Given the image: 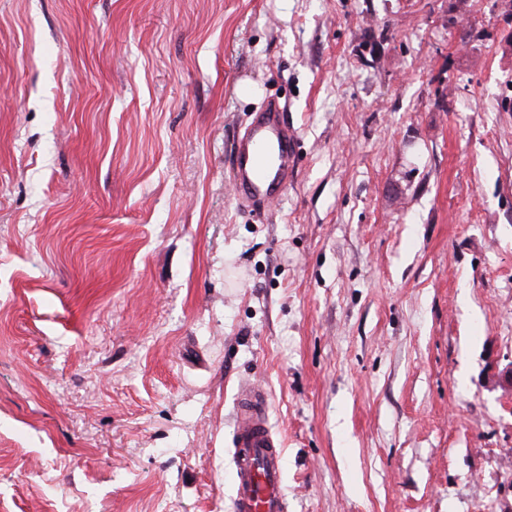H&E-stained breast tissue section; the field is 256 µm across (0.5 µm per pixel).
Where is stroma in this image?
Returning <instances> with one entry per match:
<instances>
[{"label":"stroma","instance_id":"35a3bbf8","mask_svg":"<svg viewBox=\"0 0 512 512\" xmlns=\"http://www.w3.org/2000/svg\"><path fill=\"white\" fill-rule=\"evenodd\" d=\"M246 384L288 512H512V0H0V512H232ZM278 112L269 104L236 141L232 181L240 203L271 200L288 186L296 136Z\"/></svg>","mask_w":512,"mask_h":512}]
</instances>
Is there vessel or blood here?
<instances>
[{
    "instance_id": "obj_1",
    "label": "vessel or blood",
    "mask_w": 512,
    "mask_h": 512,
    "mask_svg": "<svg viewBox=\"0 0 512 512\" xmlns=\"http://www.w3.org/2000/svg\"><path fill=\"white\" fill-rule=\"evenodd\" d=\"M294 141L277 105H268L236 141L232 181L239 202L268 201L287 187ZM233 446V512H287L283 443L269 423L268 398L259 387L238 393Z\"/></svg>"
}]
</instances>
